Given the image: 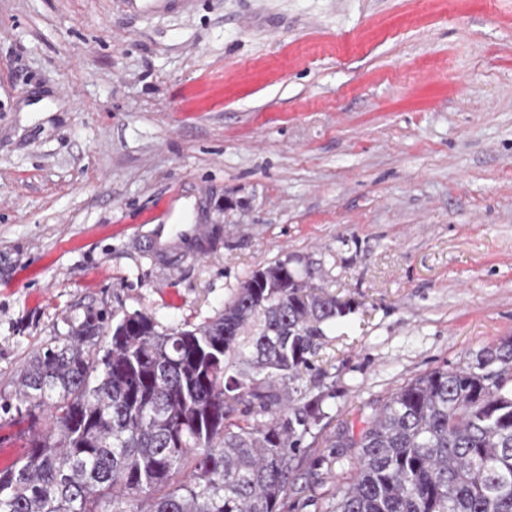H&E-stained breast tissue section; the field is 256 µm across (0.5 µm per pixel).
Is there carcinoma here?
I'll list each match as a JSON object with an SVG mask.
<instances>
[{
	"label": "carcinoma",
	"mask_w": 512,
	"mask_h": 512,
	"mask_svg": "<svg viewBox=\"0 0 512 512\" xmlns=\"http://www.w3.org/2000/svg\"><path fill=\"white\" fill-rule=\"evenodd\" d=\"M224 311L160 332L152 315L89 308L26 362L14 398L50 429L0 470V512H282L326 414L297 381L355 311L287 263ZM512 338L433 369L346 428L354 473L326 512H512ZM271 415L254 424L250 412Z\"/></svg>",
	"instance_id": "obj_1"
}]
</instances>
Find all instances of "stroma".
<instances>
[{
    "instance_id": "stroma-1",
    "label": "stroma",
    "mask_w": 512,
    "mask_h": 512,
    "mask_svg": "<svg viewBox=\"0 0 512 512\" xmlns=\"http://www.w3.org/2000/svg\"><path fill=\"white\" fill-rule=\"evenodd\" d=\"M276 261L357 305L299 381L323 512L334 431L512 338V0H0V397L63 315L170 332ZM46 424L0 409V469ZM154 232V244L156 248L162 250L175 244L178 238H181L180 241L187 242L191 241L193 237L202 235L204 233V227H202L201 224H183V227L175 232L169 224H156Z\"/></svg>"
}]
</instances>
